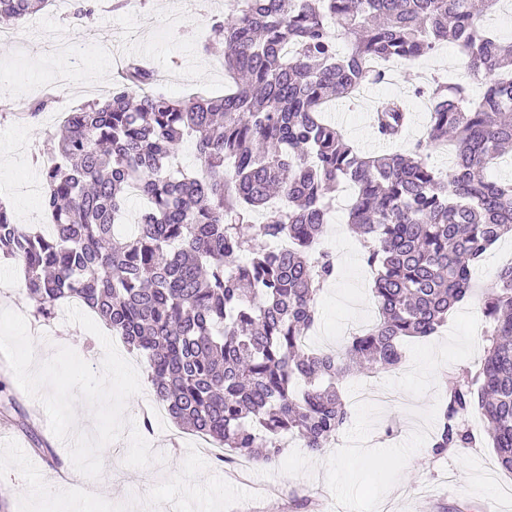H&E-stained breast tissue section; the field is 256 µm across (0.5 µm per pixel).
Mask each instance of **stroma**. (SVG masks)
<instances>
[{"instance_id":"1","label":"stroma","mask_w":512,"mask_h":512,"mask_svg":"<svg viewBox=\"0 0 512 512\" xmlns=\"http://www.w3.org/2000/svg\"><path fill=\"white\" fill-rule=\"evenodd\" d=\"M180 0H141L138 8L114 10L113 0H93L90 18L73 19L72 0H60V10L46 8L27 20L14 22V42L0 41V90L7 99L27 104L50 93L81 106L111 91L118 75L110 58L90 56L84 68H74L73 49L86 37L106 44L121 31L138 33L120 56H135L168 75L165 92L175 98L224 92V66L218 55L205 53L195 42L204 36L211 15L206 11H177ZM35 27L61 29L67 49L49 60L30 51L26 37ZM193 30L195 39L184 38ZM460 57L447 47L424 62L401 67L370 87L361 99L339 102L327 110L348 137L364 150H381L367 115L378 101L391 96L412 99L414 121L404 134L406 145L422 139L428 103L414 97L426 75L454 76ZM58 129L54 113L35 121H18L0 109V198L8 200L19 223H40L44 214L40 194L21 191L25 182H37L28 151ZM347 195L336 192L324 243L344 251L336 278L321 293L317 309L321 332L312 336L313 348L342 345L336 329L375 321L371 293L373 274L363 259L359 239L342 235L346 226ZM512 256V237L493 245L476 268V288L452 313L443 327L427 338L403 343V369L376 376L347 375L341 384L350 402L351 418L338 435L335 448L324 455L310 454L290 440L271 467L253 466L248 478L234 479L228 464L216 462V450L202 438L180 430L153 396L148 378L126 404V416L142 424L151 411L152 430L146 438L165 460L145 468H130L123 460L127 438L102 451L104 488L74 479L67 446L50 430L39 401L17 384L0 357V381L6 382L14 403L0 400V496H8L10 512H512V497L503 494L512 485V473L497 463L485 438L486 424L471 412L477 447L433 455L430 444L440 425L443 382L456 369L476 364L486 345L482 288L493 284L504 259ZM23 276L11 260L0 257V307L21 313L36 344L55 350L73 348L94 369H101L100 340L65 317L53 320L52 334L39 332L34 307L22 290ZM52 448L55 458L43 455Z\"/></svg>"}]
</instances>
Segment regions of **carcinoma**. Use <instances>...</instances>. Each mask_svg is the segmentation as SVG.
<instances>
[{
  "label": "carcinoma",
  "instance_id": "carcinoma-1",
  "mask_svg": "<svg viewBox=\"0 0 512 512\" xmlns=\"http://www.w3.org/2000/svg\"><path fill=\"white\" fill-rule=\"evenodd\" d=\"M49 0H0L22 20ZM500 0H234L214 17L204 50L221 47L220 96L169 97L133 59L112 92L68 113L49 140L44 209L54 233L18 224L0 202V255L24 271L35 315L78 301L147 365L155 397L181 429L224 454L272 463L282 437L320 454L351 413L340 379L359 365L397 367L406 337L433 335L468 295L475 265L512 233V180L487 170L512 157V40L485 26ZM469 81L414 90L430 101L427 137L405 153H361L322 117L384 80L376 59L413 63L444 43ZM402 98L379 102L376 137L401 136ZM199 168L173 171L185 137ZM454 149L448 169L429 152ZM355 187L348 224L374 271L377 323L336 350L303 347L336 259L316 249L328 193ZM147 200L124 241L130 187ZM483 314L478 368L460 369L431 452L472 448L462 418L478 410L500 467L512 472V265Z\"/></svg>",
  "mask_w": 512,
  "mask_h": 512
}]
</instances>
